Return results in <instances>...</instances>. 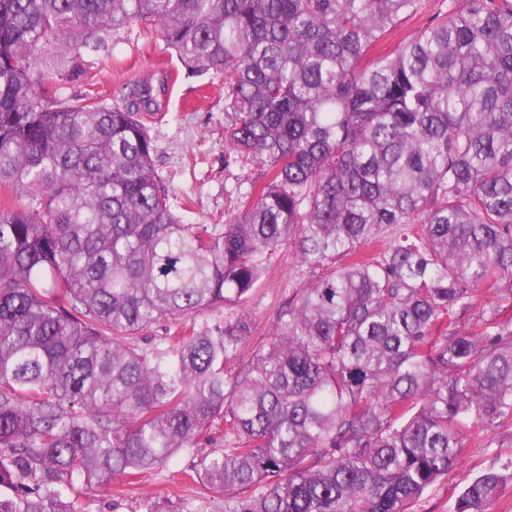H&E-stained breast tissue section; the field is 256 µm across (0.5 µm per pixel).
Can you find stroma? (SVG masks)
<instances>
[{"mask_svg":"<svg viewBox=\"0 0 512 512\" xmlns=\"http://www.w3.org/2000/svg\"><path fill=\"white\" fill-rule=\"evenodd\" d=\"M180 64L163 42L141 30L116 32L110 57L86 76L70 83L66 95L93 94L108 104L118 103L127 84L156 78L165 68ZM155 146V169L168 188L176 213L189 224H216L237 212L241 185L250 168L228 162L230 148L224 139V86L208 76H180L169 84L155 112L143 114ZM307 273L298 266L294 250L284 246L273 257L265 280L245 305L255 325L242 346L240 360H248L272 332L281 303ZM221 427H213L198 441L196 450H182L163 467L142 476H121L111 487L96 493V512H145L146 501H159L178 512H225L222 495L193 479L195 452L223 447ZM498 434L465 438L461 454L448 474L418 502L415 512H452L454 501L474 477L511 457L512 447H498Z\"/></svg>","mask_w":512,"mask_h":512,"instance_id":"35a3bbf8","label":"stroma"}]
</instances>
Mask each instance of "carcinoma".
<instances>
[{
	"label": "carcinoma",
	"mask_w": 512,
	"mask_h": 512,
	"mask_svg": "<svg viewBox=\"0 0 512 512\" xmlns=\"http://www.w3.org/2000/svg\"><path fill=\"white\" fill-rule=\"evenodd\" d=\"M444 5L377 53L423 0H0V512H92L74 478L156 470L217 421L192 471L228 512H412L468 433L512 440V0ZM132 26L224 81L260 173L222 224L172 210L138 119L180 72L63 93ZM286 243L310 278L240 362ZM509 484L512 459L453 512Z\"/></svg>",
	"instance_id": "carcinoma-1"
}]
</instances>
